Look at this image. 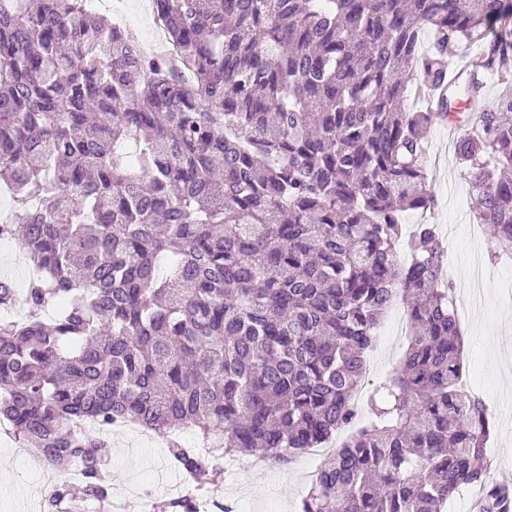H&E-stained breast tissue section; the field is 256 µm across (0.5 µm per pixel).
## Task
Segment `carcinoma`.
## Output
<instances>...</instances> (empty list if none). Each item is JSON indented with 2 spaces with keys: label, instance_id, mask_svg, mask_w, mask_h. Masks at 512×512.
Returning <instances> with one entry per match:
<instances>
[{
  "label": "carcinoma",
  "instance_id": "cac0c4a2",
  "mask_svg": "<svg viewBox=\"0 0 512 512\" xmlns=\"http://www.w3.org/2000/svg\"><path fill=\"white\" fill-rule=\"evenodd\" d=\"M155 2L172 56L88 0H0V186L22 219L0 238L35 272L25 316L0 318V417L45 464L80 466L45 512H105L115 419L165 437L198 489L228 458L286 465L322 447L359 416L396 293L409 346L301 512H447L463 486L480 512H508L488 408L459 385L444 247L399 218L437 204L424 145L477 44L469 102L489 76L504 90L456 157L494 255L512 257V0ZM406 72L443 91L433 108L406 107ZM15 297L0 276V307ZM152 509L196 512L189 498Z\"/></svg>",
  "mask_w": 512,
  "mask_h": 512
}]
</instances>
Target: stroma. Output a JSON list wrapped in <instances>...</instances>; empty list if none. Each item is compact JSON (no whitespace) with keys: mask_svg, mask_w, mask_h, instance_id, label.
<instances>
[{"mask_svg":"<svg viewBox=\"0 0 512 512\" xmlns=\"http://www.w3.org/2000/svg\"><path fill=\"white\" fill-rule=\"evenodd\" d=\"M141 3L112 0L106 15L114 21L123 20L139 40L148 43L157 28ZM427 142L429 149L443 155L439 167L427 169V187L438 204L425 213L404 212L402 219L409 226L423 221L436 225L445 244L448 277L455 288H466L474 264L483 266L486 279L478 301L472 309L457 311L465 340L463 377L469 382V390L485 401L495 424L488 448L497 468L490 477L512 483V288L501 287L499 282L500 273L512 271V259L492 257L488 232L474 239L469 236V227L475 222V199L465 171L456 160V143L449 140L447 126H436ZM397 323L398 315L391 311L380 321L381 331L367 355L362 396H369L390 376L403 354L407 338L400 334ZM108 440L112 445L113 491L138 501L162 499L166 486L181 482L160 435L136 431L112 434ZM325 459V454L309 450L285 466L261 458L255 470L208 486V496L220 502L246 497L253 512H300L310 477ZM69 477V471L32 461L12 434H0V512H43L47 493Z\"/></svg>","mask_w":512,"mask_h":512,"instance_id":"stroma-1","label":"stroma"}]
</instances>
